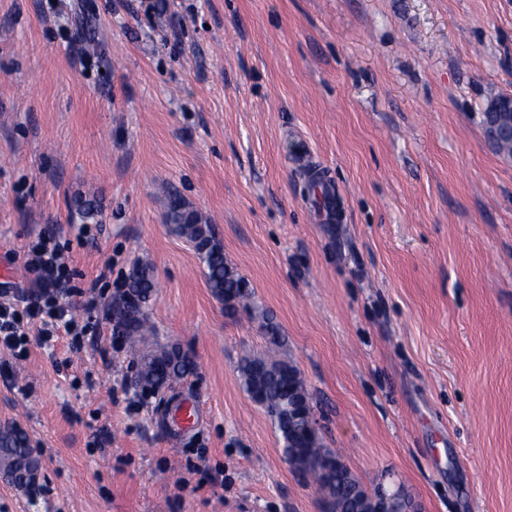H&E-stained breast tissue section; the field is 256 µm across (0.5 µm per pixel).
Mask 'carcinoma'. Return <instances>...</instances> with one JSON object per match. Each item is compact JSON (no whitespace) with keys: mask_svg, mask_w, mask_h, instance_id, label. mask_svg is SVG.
<instances>
[{"mask_svg":"<svg viewBox=\"0 0 512 512\" xmlns=\"http://www.w3.org/2000/svg\"><path fill=\"white\" fill-rule=\"evenodd\" d=\"M167 219L179 235L194 243L212 292L230 308L248 307L252 292L247 281L228 264L223 248L215 240L212 225L176 194L169 198ZM126 287L131 298L112 299V311L121 321L126 342L136 346L155 336V330L147 322V310L156 282L147 268L138 267L129 276ZM260 319L268 353L243 360L239 369L243 390L271 417L289 467L317 485L328 512H355L353 502L363 485L341 462L340 456L323 447L320 437L305 435V419L294 420L288 416L294 408L312 412V398L298 368L269 355L284 346L285 338L266 314H261ZM192 369L193 363L187 354L173 351L160 359L144 362L138 372V383H150L159 388L169 381L184 378ZM0 459L9 462L6 471L16 481L27 479L19 470L33 467L34 455L24 432H0Z\"/></svg>","mask_w":512,"mask_h":512,"instance_id":"cac0c4a2","label":"carcinoma"}]
</instances>
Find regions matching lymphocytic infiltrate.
<instances>
[{
  "instance_id": "obj_1",
  "label": "lymphocytic infiltrate",
  "mask_w": 512,
  "mask_h": 512,
  "mask_svg": "<svg viewBox=\"0 0 512 512\" xmlns=\"http://www.w3.org/2000/svg\"><path fill=\"white\" fill-rule=\"evenodd\" d=\"M24 269L29 276V290L18 292L14 302L0 303V348L14 357L27 353L24 327L39 323L43 340L64 334L75 347H82L85 336L91 335L89 324H81L72 314L70 300L79 297L84 311L98 313L103 290L96 286L77 285L73 271L65 261L54 236L41 234L28 243L24 252Z\"/></svg>"
}]
</instances>
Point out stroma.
<instances>
[{"label":"stroma","mask_w":512,"mask_h":512,"mask_svg":"<svg viewBox=\"0 0 512 512\" xmlns=\"http://www.w3.org/2000/svg\"><path fill=\"white\" fill-rule=\"evenodd\" d=\"M512 0H0V280L51 231L80 283L148 267L149 318L202 406L166 425L111 301L93 343L0 350V429L41 468L0 512H326L238 366L285 338L324 447L418 512H512ZM335 194L325 219L311 178ZM205 214L253 311L228 312L167 194ZM100 204L76 236L77 199ZM499 99L492 101L485 112V133L487 140L495 147L508 141L509 146L499 153L512 157V112L499 111ZM497 111V112H496Z\"/></svg>","instance_id":"stroma-1"}]
</instances>
